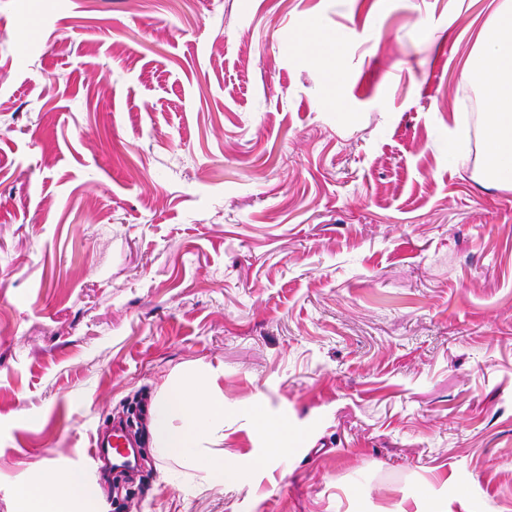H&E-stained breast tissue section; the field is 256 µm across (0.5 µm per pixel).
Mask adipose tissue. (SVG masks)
<instances>
[{
    "instance_id": "ef3b65f1",
    "label": "adipose tissue",
    "mask_w": 512,
    "mask_h": 512,
    "mask_svg": "<svg viewBox=\"0 0 512 512\" xmlns=\"http://www.w3.org/2000/svg\"><path fill=\"white\" fill-rule=\"evenodd\" d=\"M463 77L479 81L484 102L483 172L499 188L512 191V8L490 18L468 54ZM224 429V406L211 393L206 373L174 379L157 399L152 433L161 450L215 483H239L236 464L211 449ZM15 512H100L84 477L47 462L36 477L17 485Z\"/></svg>"
}]
</instances>
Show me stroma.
I'll use <instances>...</instances> for the list:
<instances>
[{"mask_svg":"<svg viewBox=\"0 0 512 512\" xmlns=\"http://www.w3.org/2000/svg\"><path fill=\"white\" fill-rule=\"evenodd\" d=\"M500 2L0 0V512L201 369L243 482L152 443L124 512H512ZM490 18L479 44L468 54L463 77L479 80L485 112L483 172L512 191V2ZM507 14L508 18H504Z\"/></svg>","mask_w":512,"mask_h":512,"instance_id":"obj_1","label":"stroma"}]
</instances>
